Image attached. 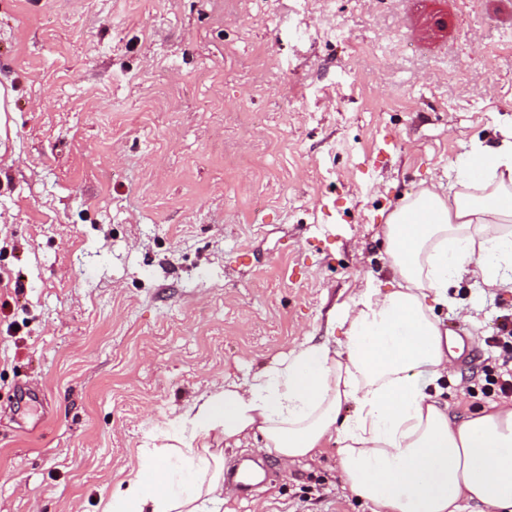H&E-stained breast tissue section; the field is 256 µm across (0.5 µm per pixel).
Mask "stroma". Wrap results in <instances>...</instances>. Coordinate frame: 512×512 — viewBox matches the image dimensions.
<instances>
[{"mask_svg": "<svg viewBox=\"0 0 512 512\" xmlns=\"http://www.w3.org/2000/svg\"><path fill=\"white\" fill-rule=\"evenodd\" d=\"M0 512H102L203 392L391 281L383 227L512 126V0H0ZM466 307L469 320L458 309ZM436 315L460 388L512 292ZM220 512H373L336 449Z\"/></svg>", "mask_w": 512, "mask_h": 512, "instance_id": "1", "label": "stroma"}]
</instances>
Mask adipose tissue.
Listing matches in <instances>:
<instances>
[{
	"instance_id": "obj_1",
	"label": "adipose tissue",
	"mask_w": 512,
	"mask_h": 512,
	"mask_svg": "<svg viewBox=\"0 0 512 512\" xmlns=\"http://www.w3.org/2000/svg\"><path fill=\"white\" fill-rule=\"evenodd\" d=\"M457 189L409 196L384 226L392 282L351 297L344 342L306 340L249 380L202 394L174 444L141 449L103 512H203L223 502L224 459L196 446L259 437L287 463L337 445L345 484L374 512H512V401L461 418L427 394L453 341L435 306L467 276L512 290V130L467 150Z\"/></svg>"
}]
</instances>
